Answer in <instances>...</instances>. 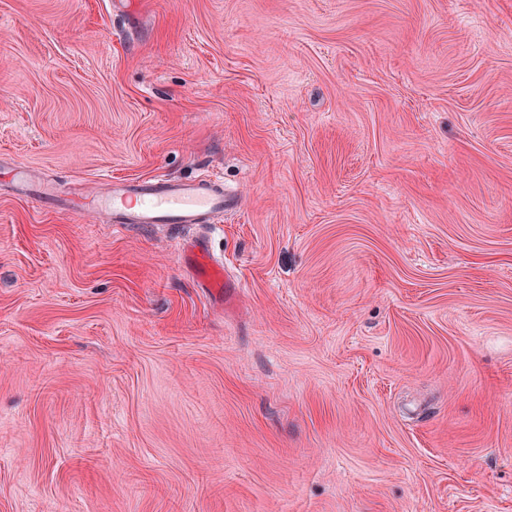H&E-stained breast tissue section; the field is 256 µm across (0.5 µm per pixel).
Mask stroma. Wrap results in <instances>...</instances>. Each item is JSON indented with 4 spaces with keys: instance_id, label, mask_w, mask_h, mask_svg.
<instances>
[{
    "instance_id": "stroma-1",
    "label": "stroma",
    "mask_w": 512,
    "mask_h": 512,
    "mask_svg": "<svg viewBox=\"0 0 512 512\" xmlns=\"http://www.w3.org/2000/svg\"><path fill=\"white\" fill-rule=\"evenodd\" d=\"M1 155L240 204L0 173V512H512V0H0ZM11 184L20 196H36L59 212L107 215L112 224H212L237 208L239 194L219 180H182L168 177L113 179L101 193L47 183L33 189L26 173L15 165ZM190 252V262L198 282L221 299H227L236 286L227 272H224V264L214 260L201 243L193 244Z\"/></svg>"
}]
</instances>
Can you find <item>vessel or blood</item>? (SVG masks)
I'll return each mask as SVG.
<instances>
[{"mask_svg": "<svg viewBox=\"0 0 512 512\" xmlns=\"http://www.w3.org/2000/svg\"><path fill=\"white\" fill-rule=\"evenodd\" d=\"M11 184L18 195L36 196L59 212L109 216L112 223L132 225L209 224L238 206L239 194L217 180L168 177L114 179L106 190L86 194L47 183L32 187L26 173L14 170ZM190 262L202 287L226 298L234 282L221 262L200 243L190 248Z\"/></svg>", "mask_w": 512, "mask_h": 512, "instance_id": "b4317fda", "label": "vessel or blood"}]
</instances>
